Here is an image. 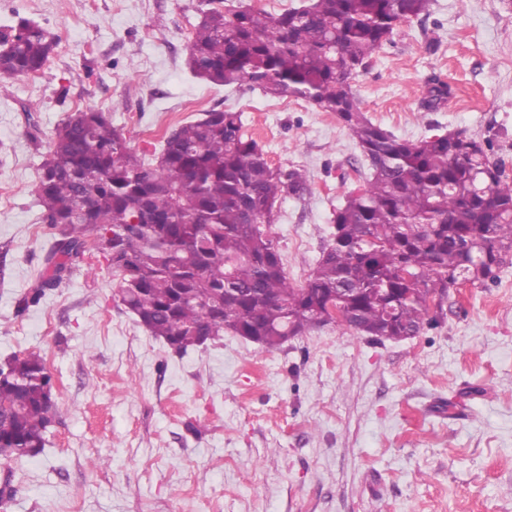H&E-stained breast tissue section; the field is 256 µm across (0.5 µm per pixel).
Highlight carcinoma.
<instances>
[{"instance_id":"carcinoma-1","label":"carcinoma","mask_w":512,"mask_h":512,"mask_svg":"<svg viewBox=\"0 0 512 512\" xmlns=\"http://www.w3.org/2000/svg\"><path fill=\"white\" fill-rule=\"evenodd\" d=\"M430 0H307L274 16L207 0L188 69L216 86L301 98L334 112L359 147L363 184L334 210L306 286L288 279L269 209L303 197L306 178L276 167L245 135L242 113L210 110L174 126L154 164L94 109L57 126L36 188L54 243L24 298L37 305L70 274L89 238L118 277L121 303L177 353L229 332L278 349L340 300L342 326L373 340L439 323L435 297L461 280L493 281L512 261V179L489 146L461 133L401 140L362 112L352 80L396 26ZM0 75L40 70L53 43L21 20L0 25ZM54 382L37 352L0 363V459L45 448Z\"/></svg>"}]
</instances>
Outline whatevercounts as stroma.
<instances>
[{
  "instance_id": "obj_1",
  "label": "stroma",
  "mask_w": 512,
  "mask_h": 512,
  "mask_svg": "<svg viewBox=\"0 0 512 512\" xmlns=\"http://www.w3.org/2000/svg\"><path fill=\"white\" fill-rule=\"evenodd\" d=\"M201 0H0L55 46L34 78H0V362L40 352L55 383L43 450L0 460L6 512H512V264L450 290L436 328L373 341L330 324L277 350L232 334L179 354L119 301L101 254L19 311L53 240L35 189L77 109L109 114L154 161L205 111L242 112L276 166L305 173L270 232L304 287L361 152L335 114L215 86L186 60ZM453 90L431 102V77ZM396 137L460 132L512 179V0H431L353 82Z\"/></svg>"
}]
</instances>
